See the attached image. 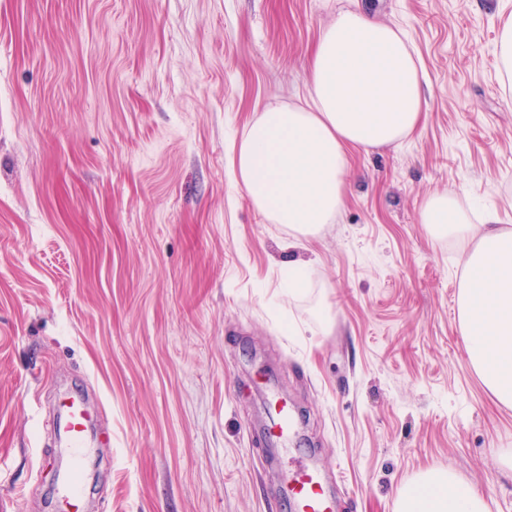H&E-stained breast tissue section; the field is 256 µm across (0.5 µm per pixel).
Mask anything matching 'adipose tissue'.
<instances>
[{
    "label": "adipose tissue",
    "mask_w": 512,
    "mask_h": 512,
    "mask_svg": "<svg viewBox=\"0 0 512 512\" xmlns=\"http://www.w3.org/2000/svg\"><path fill=\"white\" fill-rule=\"evenodd\" d=\"M310 101L268 104L233 147L232 175L252 206L295 240L316 236L340 212L350 148L395 146L424 120L418 64L402 30L362 10L339 12L319 37ZM431 234L461 249L460 330L469 360L501 405L512 408V231L496 216L472 223L451 192L420 213ZM395 512H488L447 468L421 473Z\"/></svg>",
    "instance_id": "1"
}]
</instances>
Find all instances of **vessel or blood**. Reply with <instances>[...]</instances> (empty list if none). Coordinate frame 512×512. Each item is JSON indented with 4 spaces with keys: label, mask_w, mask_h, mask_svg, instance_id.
Listing matches in <instances>:
<instances>
[{
    "label": "vessel or blood",
    "mask_w": 512,
    "mask_h": 512,
    "mask_svg": "<svg viewBox=\"0 0 512 512\" xmlns=\"http://www.w3.org/2000/svg\"><path fill=\"white\" fill-rule=\"evenodd\" d=\"M59 409L65 418L67 470L56 505L60 512H85L79 477L92 452L88 442L89 415L83 400L78 398L62 400ZM271 411L273 423L266 430L265 440L271 445L285 444L295 429L293 414L276 395L271 398ZM282 482L291 512H336V497L329 491V481L321 468L299 462L283 471Z\"/></svg>",
    "instance_id": "obj_1"
}]
</instances>
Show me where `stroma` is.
Wrapping results in <instances>:
<instances>
[{
    "instance_id": "obj_1",
    "label": "stroma",
    "mask_w": 512,
    "mask_h": 512,
    "mask_svg": "<svg viewBox=\"0 0 512 512\" xmlns=\"http://www.w3.org/2000/svg\"><path fill=\"white\" fill-rule=\"evenodd\" d=\"M502 7L0 0V512H56L49 404L83 395L112 436L84 475L89 512H290L257 441L273 389L346 512H394L436 467L512 512V409L464 348L459 248L420 222L446 189L512 229ZM345 9L405 30L426 119L351 151L335 223L292 248L231 147L266 103L308 101Z\"/></svg>"
}]
</instances>
